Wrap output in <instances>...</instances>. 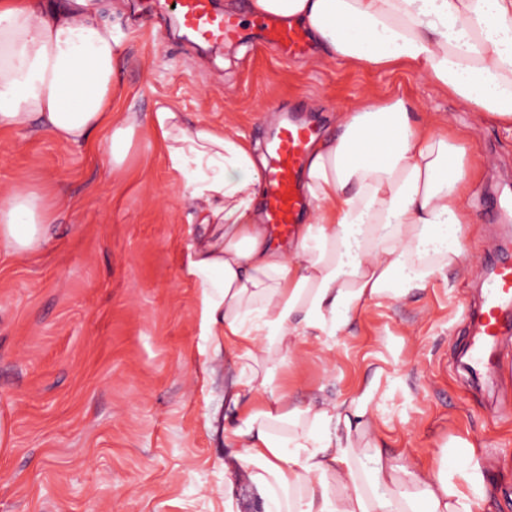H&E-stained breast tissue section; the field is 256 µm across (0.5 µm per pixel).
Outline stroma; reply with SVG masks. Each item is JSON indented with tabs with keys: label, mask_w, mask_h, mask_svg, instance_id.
<instances>
[{
	"label": "stroma",
	"mask_w": 512,
	"mask_h": 512,
	"mask_svg": "<svg viewBox=\"0 0 512 512\" xmlns=\"http://www.w3.org/2000/svg\"><path fill=\"white\" fill-rule=\"evenodd\" d=\"M87 3L118 41L115 106L139 119L165 103L255 142L296 105L328 132L361 99L397 96L462 133L475 171L466 273L370 308L332 352L294 356L277 381L340 404L378 378L386 446L435 463L444 445H473L490 512H512V369L490 401L457 363L462 309L478 303L501 232L488 202L512 195V135L401 68L203 48L146 0ZM18 181L71 205L42 249L0 257V512H224V353L200 336L182 275L199 227L179 174L144 131L118 175L93 149L2 134L0 194Z\"/></svg>",
	"instance_id": "obj_1"
}]
</instances>
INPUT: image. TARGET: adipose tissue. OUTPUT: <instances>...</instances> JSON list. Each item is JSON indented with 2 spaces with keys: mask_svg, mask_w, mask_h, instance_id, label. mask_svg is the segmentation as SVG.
<instances>
[{
  "mask_svg": "<svg viewBox=\"0 0 512 512\" xmlns=\"http://www.w3.org/2000/svg\"><path fill=\"white\" fill-rule=\"evenodd\" d=\"M250 13L300 25L321 58L401 66L471 111L512 127V0H246ZM111 25L62 0H0V128L105 151L120 172L140 127L163 146L204 235L182 274L197 290L201 335L224 346L229 413L224 508L246 483L253 512H484L472 448L448 446L446 467L385 448L377 384L350 401L306 403L276 385L307 345L332 350L370 306L423 292L463 269L465 150L448 122L401 98L336 115L310 149L306 219L288 245L260 216L267 159L234 130L188 124L162 105L140 123L112 106ZM56 204L23 181L0 197V254L47 241ZM371 469L359 470L362 450Z\"/></svg>",
  "mask_w": 512,
  "mask_h": 512,
  "instance_id": "1",
  "label": "adipose tissue"
}]
</instances>
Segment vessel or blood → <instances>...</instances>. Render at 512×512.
I'll use <instances>...</instances> for the list:
<instances>
[{
    "label": "vessel or blood",
    "mask_w": 512,
    "mask_h": 512,
    "mask_svg": "<svg viewBox=\"0 0 512 512\" xmlns=\"http://www.w3.org/2000/svg\"><path fill=\"white\" fill-rule=\"evenodd\" d=\"M179 23L196 40L219 47L241 41L244 27H251L261 46L288 58L305 54L309 42L305 32L271 16H257L243 24L235 13L216 11L213 0H169ZM313 127L289 121L269 140L272 163L264 174L265 221L287 236L306 207L301 189L303 167ZM484 289L476 308L468 313L463 369L473 378L502 385L507 340L512 339V239L498 245L483 280Z\"/></svg>",
    "instance_id": "1"
}]
</instances>
